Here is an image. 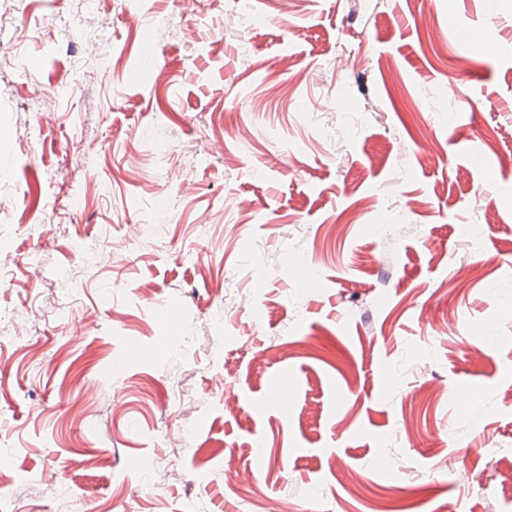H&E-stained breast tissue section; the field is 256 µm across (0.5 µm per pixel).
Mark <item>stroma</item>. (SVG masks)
I'll return each instance as SVG.
<instances>
[{"label":"stroma","mask_w":512,"mask_h":512,"mask_svg":"<svg viewBox=\"0 0 512 512\" xmlns=\"http://www.w3.org/2000/svg\"><path fill=\"white\" fill-rule=\"evenodd\" d=\"M80 6L0 0V512H512V0Z\"/></svg>","instance_id":"35a3bbf8"}]
</instances>
